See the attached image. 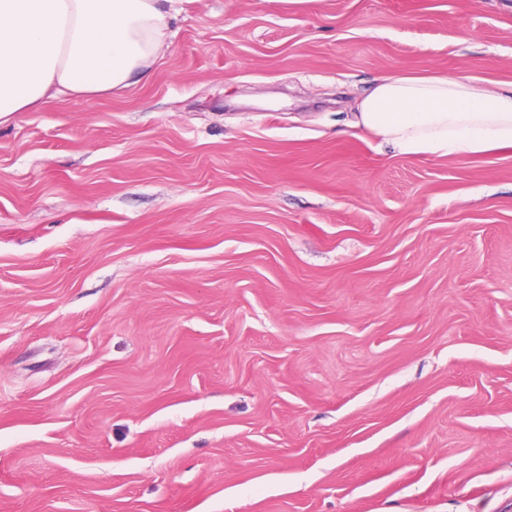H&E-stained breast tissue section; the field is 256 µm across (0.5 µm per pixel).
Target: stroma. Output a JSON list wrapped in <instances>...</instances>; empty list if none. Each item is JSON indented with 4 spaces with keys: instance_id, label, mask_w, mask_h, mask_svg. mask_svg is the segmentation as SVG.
<instances>
[{
    "instance_id": "stroma-1",
    "label": "stroma",
    "mask_w": 512,
    "mask_h": 512,
    "mask_svg": "<svg viewBox=\"0 0 512 512\" xmlns=\"http://www.w3.org/2000/svg\"><path fill=\"white\" fill-rule=\"evenodd\" d=\"M512 0H182L137 84L0 124V512H512ZM350 126L401 156L475 155L512 148V85L488 90L448 75L383 79Z\"/></svg>"
}]
</instances>
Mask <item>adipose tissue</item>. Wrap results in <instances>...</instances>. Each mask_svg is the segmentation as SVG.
Returning <instances> with one entry per match:
<instances>
[{
	"label": "adipose tissue",
	"mask_w": 512,
	"mask_h": 512,
	"mask_svg": "<svg viewBox=\"0 0 512 512\" xmlns=\"http://www.w3.org/2000/svg\"><path fill=\"white\" fill-rule=\"evenodd\" d=\"M176 0H0V121L60 97L136 84L164 54ZM353 127L402 156L512 148V86L448 75L383 79Z\"/></svg>",
	"instance_id": "1"
}]
</instances>
